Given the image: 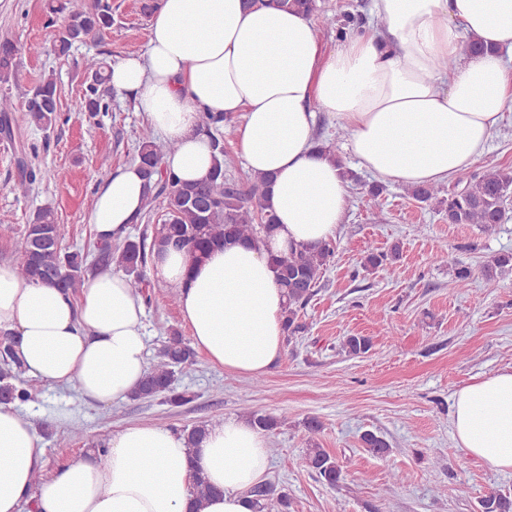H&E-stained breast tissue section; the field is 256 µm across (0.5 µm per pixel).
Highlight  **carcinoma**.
Wrapping results in <instances>:
<instances>
[{"instance_id": "1", "label": "carcinoma", "mask_w": 512, "mask_h": 512, "mask_svg": "<svg viewBox=\"0 0 512 512\" xmlns=\"http://www.w3.org/2000/svg\"><path fill=\"white\" fill-rule=\"evenodd\" d=\"M257 6L273 7L297 12L315 10V0H252ZM58 11L66 15L61 27L48 22L44 40L60 54L66 53L76 42L101 35L112 26V9L108 0H63ZM19 48L16 43L0 41V85L15 80ZM86 67L94 75V83L87 86L83 100L76 105L79 112H104L107 103L98 93L102 83L103 63L91 58ZM21 112V121L37 128L47 129L57 120L60 112V91L54 75L50 74L35 88L25 108L15 106L7 93L0 95V131H10V113ZM228 124L221 115L205 114L200 130L206 133L219 158L214 172L204 182H182L161 169V161L175 151L172 143H159L152 130L145 128L139 136L138 160L142 165L147 185L145 207L160 202L165 209L161 228L152 240L144 236L123 238L117 244L99 242L96 245L99 262L104 266L115 265L128 276V286L145 301L148 283L144 268L156 247H174L190 252H203L211 247L237 243H257L271 236L276 229V218L268 200L270 180L255 176L244 185L226 173L224 164V138L221 130ZM461 188L444 184L420 185L408 188L416 201H437L447 204L448 223L479 224L491 229L508 219V201L512 199V168H496L457 180ZM335 254V245L328 241L319 245L292 248L288 254L271 257L275 280L282 288L287 303L284 309L286 338L291 339L304 331L302 317L320 279ZM512 267V253L499 254L484 265L482 273L492 282L499 272ZM14 268L19 276L42 284L61 288L73 294L79 292L85 281L87 259L77 251L63 248L56 215L49 208L37 212L25 227L23 242L17 251ZM372 347L368 336H349L342 348L352 356H361ZM194 353L178 333L163 342L157 361L148 369L144 379L133 392L138 400L163 399L179 407L190 402L185 392L176 391V369L192 362ZM21 364L10 345L0 342V404H17L31 397L21 378ZM250 420L263 432L277 428V418L248 412ZM308 448L305 456L308 468L318 479L331 488L339 486L345 478L339 460L319 447L315 436L322 430V423L315 417L304 423ZM362 447L375 457L390 452V444L378 434L367 431L361 436ZM215 493L204 476H193L192 495L196 510ZM256 512H288V498L274 496V489L260 483L252 487ZM479 512H512V498L497 491H490L479 500Z\"/></svg>"}]
</instances>
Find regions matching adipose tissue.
<instances>
[{"instance_id":"ef3b65f1","label":"adipose tissue","mask_w":512,"mask_h":512,"mask_svg":"<svg viewBox=\"0 0 512 512\" xmlns=\"http://www.w3.org/2000/svg\"><path fill=\"white\" fill-rule=\"evenodd\" d=\"M383 32L345 37L323 51L309 14L247 9L243 0H158L145 52L113 63L109 83L135 93L152 128L178 149L163 166L188 182L214 164L201 113L235 120L236 153L271 176L275 233L259 246L203 253L154 251L149 276L176 289L193 346L214 366L265 374L284 352L285 298L270 257L335 239L349 183L320 149L317 111L336 116L345 151L376 180L445 182L486 153L512 99V0H370ZM486 53L462 51V38ZM453 72L439 70L443 60ZM145 200L138 164L96 192L97 240L124 233ZM145 308L124 273L101 269L79 296L0 265V331L25 373L74 388L84 401L129 398L147 372ZM453 434L468 455L512 471V371L474 378L455 395ZM268 440L228 418L189 444L183 433L137 424L33 484L41 449L31 421L0 405V512H188L194 472L220 488L203 512H253L249 489L268 469Z\"/></svg>"}]
</instances>
